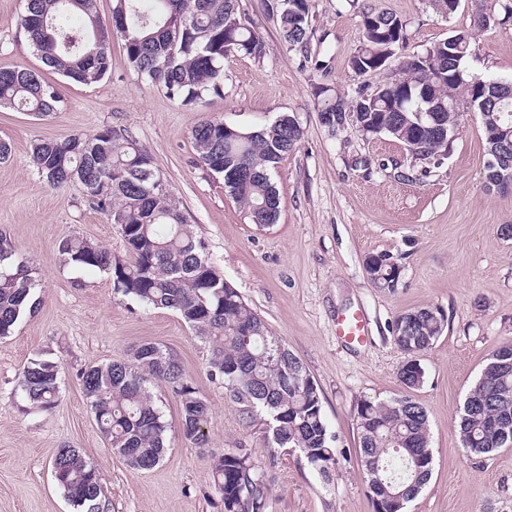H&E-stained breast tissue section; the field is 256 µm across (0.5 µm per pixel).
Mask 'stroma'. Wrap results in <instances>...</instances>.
Here are the masks:
<instances>
[{
  "mask_svg": "<svg viewBox=\"0 0 512 512\" xmlns=\"http://www.w3.org/2000/svg\"><path fill=\"white\" fill-rule=\"evenodd\" d=\"M279 0H238L242 21L261 36L265 53L224 65L222 95L183 105L126 63L113 38L112 69L100 81L76 84L46 73L16 26L25 0H0V69L46 74L62 103L46 117L0 108V229L36 270L40 305L11 334L0 337V512H74L50 469L56 448H80L98 470L110 512H222L212 484V458L246 449L270 488L266 512H372L359 459L356 410L366 398L412 394L427 409L433 474L408 512H512V448L476 458L464 452L456 420L489 355L512 343V187L485 180V142L477 116L463 121L451 154L416 180L402 181L406 149L389 137L362 136L346 127L329 133L319 113L336 96L373 94L395 77L394 65L363 77L349 61L360 47L366 4L396 14L408 39L399 55L424 53L457 31L471 32L467 72L512 79V23L473 27L477 8L500 12L505 0H460L442 16L430 0H308L306 50L290 48L279 27ZM304 130L273 180L281 198L276 224L248 223L221 177L198 159L191 131L221 118L255 129L281 114ZM109 126L130 133L170 185L187 224L249 308L304 364L318 386L329 430L336 436L331 480L298 453L268 447L261 425L246 426L221 382L209 375L207 343L169 310L151 309L115 294L106 273L65 263L60 239L79 236L126 259L124 242L105 215L85 202L80 184L54 189L32 164L39 139L64 140ZM389 253L403 267L396 290L378 287L368 256ZM439 310L442 336L420 356L425 372L409 390L398 372L405 361L392 340L401 313ZM353 311L366 321V341L344 342L336 320ZM152 342L171 353L210 405L209 445L197 447L180 429L171 388L152 392L168 424L163 461L133 471L97 428L79 374L90 365L131 358ZM55 361L60 401L49 411L27 409L15 391L30 361Z\"/></svg>",
  "mask_w": 512,
  "mask_h": 512,
  "instance_id": "35a3bbf8",
  "label": "stroma"
}]
</instances>
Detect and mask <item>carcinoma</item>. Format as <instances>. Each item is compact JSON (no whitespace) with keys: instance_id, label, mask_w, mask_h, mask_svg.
Wrapping results in <instances>:
<instances>
[{"instance_id":"cac0c4a2","label":"carcinoma","mask_w":512,"mask_h":512,"mask_svg":"<svg viewBox=\"0 0 512 512\" xmlns=\"http://www.w3.org/2000/svg\"><path fill=\"white\" fill-rule=\"evenodd\" d=\"M79 15L83 26L70 25ZM362 45L350 59L351 71L383 68L385 50L407 39L406 25L396 15L363 7ZM237 0H113L110 20L99 14L97 0H26L17 19L29 45L51 71L76 83L101 80L111 69L110 43L97 36L116 35L124 42L128 66L163 86L184 105L202 102L205 94L221 93L224 61L236 56L259 59L264 44L253 29L239 24ZM283 36L302 50L309 41L308 0L279 15ZM426 53L398 57V76L369 97L338 96L323 108L333 114L331 132L352 126L362 135L384 134L402 144L414 160L438 166L447 158L462 112L471 93L483 99L495 80L462 74L448 77V50L473 51V37L452 35ZM56 87L26 68L0 69V107L35 116L59 110ZM485 148L508 150L512 141V98L475 107ZM304 132L288 114L253 130H224V121L206 120L191 132L201 162L222 176L224 187L242 204L249 223H277L280 197L272 171L284 155L299 146ZM38 173L53 188L78 183L88 206L107 216L121 236L129 260H120L101 246L76 236L58 244L65 261L97 269L112 277L113 290L155 309L177 314L210 345L209 375L224 384L242 406L250 425L264 415L265 438L273 448H292L330 478L336 465L335 436L329 431L318 387L301 360L273 336L265 321L243 301L205 253L202 241L186 224L171 188L157 176L152 157L129 133L102 127L86 136L58 142L41 140L32 147ZM11 236L0 230V336L11 333L25 315L33 314L39 279L16 259ZM389 255L370 256L366 270L381 288L401 282L385 263ZM444 330V316L428 307L398 315L392 325L395 345L406 355L400 382L414 389L423 382L418 357L432 348ZM83 390L100 432L123 463L135 471L150 470L162 461L168 424L155 405L148 383H167L179 399L181 428L199 448L208 447L203 431L208 402L184 376L178 362L155 343H144L129 360H113L80 373ZM16 391L33 409L49 410L60 399L58 366L34 360L17 378ZM360 460L367 474L373 512H400L429 482L433 453L426 408L410 395L389 400L364 399L357 408ZM461 447L481 457L512 447V372L486 364L472 386L459 416ZM52 476L76 512H106L109 501L95 466L70 445L56 449ZM213 486L223 512H264L270 489L250 454L243 448L214 458Z\"/></svg>"}]
</instances>
